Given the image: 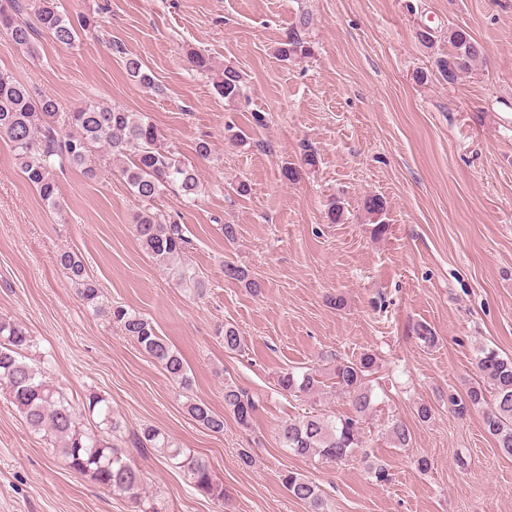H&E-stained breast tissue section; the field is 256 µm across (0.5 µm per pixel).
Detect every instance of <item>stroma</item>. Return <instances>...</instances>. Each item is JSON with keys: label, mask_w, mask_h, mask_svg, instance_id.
<instances>
[{"label": "stroma", "mask_w": 512, "mask_h": 512, "mask_svg": "<svg viewBox=\"0 0 512 512\" xmlns=\"http://www.w3.org/2000/svg\"><path fill=\"white\" fill-rule=\"evenodd\" d=\"M59 3L72 18L101 9L104 22L71 48L39 35L35 57L0 44V71L64 112L94 99L149 117L202 184L196 202L175 189L156 202L192 242L184 261L207 284L200 296L140 246L132 224L139 201L117 168L89 180L48 158L55 209L0 139V314L28 330L31 358L44 363L81 429L99 432L83 402L100 394L126 429L159 427L224 483L219 508L155 452L126 448L163 512H307L281 484L286 469L318 483L332 512H512V457L498 453L481 412L461 418L448 407L449 395L476 380L480 347L512 357V0ZM304 13L313 57L279 61L275 48ZM455 27L483 46L485 60L451 85L434 59ZM190 49L240 71L243 97L224 101L190 70ZM130 56L152 87L127 74ZM203 142L206 157L197 152ZM308 149L316 168L283 178ZM241 182L247 194L238 193ZM374 194L386 202L382 234L362 208ZM335 200L343 214L333 224ZM226 224L236 225L235 242L225 241ZM64 251L82 260L105 303L153 322L183 358L190 390L81 301L56 261ZM228 261L248 269L260 293L225 277ZM228 323L243 336L242 351H225L216 336ZM420 324L433 344L417 339ZM367 350L377 355L370 381L380 405L363 425L365 450L388 470L384 484L358 458L331 465L289 454L278 434L306 413L349 411L340 395L311 403L281 393V371L321 369L328 354L354 359ZM228 379L258 402L251 429L224 410ZM190 397L223 414V433L191 419ZM423 403L433 408L426 422L416 416ZM392 418L411 428L410 447L391 446ZM244 449L253 467L241 465ZM422 456L431 463L425 472ZM132 510L126 495L69 468L0 387V512Z\"/></svg>", "instance_id": "1"}]
</instances>
